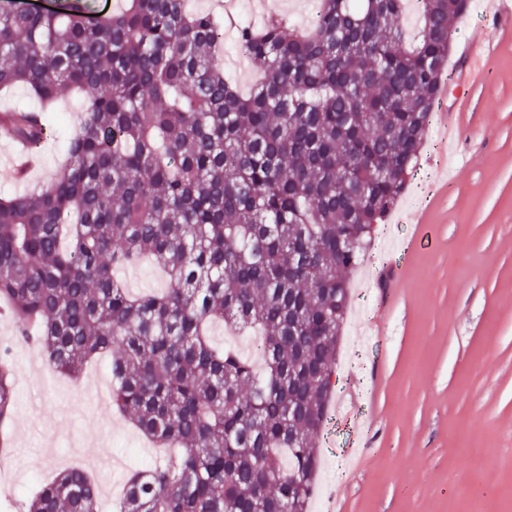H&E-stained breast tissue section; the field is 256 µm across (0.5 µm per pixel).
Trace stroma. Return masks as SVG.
Wrapping results in <instances>:
<instances>
[{
    "mask_svg": "<svg viewBox=\"0 0 512 512\" xmlns=\"http://www.w3.org/2000/svg\"><path fill=\"white\" fill-rule=\"evenodd\" d=\"M485 28V2L473 0L448 61L456 70L465 46L484 45L481 72L457 105L455 144L441 148L430 130L415 178L352 278L332 402L347 405L353 383L368 420L354 434L328 420L311 512H466L473 502L512 512V30L488 43ZM88 104L58 99L55 132L25 179L15 178L0 138V196L49 182ZM401 251L406 271L396 280L390 265ZM12 365L17 412L0 512H16L37 479L71 465L97 477L100 507L111 512L126 477L155 450L100 400L111 386L106 361L71 379L25 345Z\"/></svg>",
    "mask_w": 512,
    "mask_h": 512,
    "instance_id": "obj_1",
    "label": "stroma"
}]
</instances>
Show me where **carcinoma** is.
<instances>
[{
  "mask_svg": "<svg viewBox=\"0 0 512 512\" xmlns=\"http://www.w3.org/2000/svg\"><path fill=\"white\" fill-rule=\"evenodd\" d=\"M316 0L238 26L260 78H224V18L186 0L0 6V115L37 151L67 89L89 96L46 185L0 198V308L13 339L79 377L110 357L111 406L174 453L134 473L118 512H309L336 344L376 224L417 172L472 0ZM149 256L161 292L116 278ZM220 324L253 333L262 371ZM0 349V429L16 409ZM99 483L60 471L19 512H99ZM37 108L38 103L24 87H16L10 91L0 92V111L23 110Z\"/></svg>",
  "mask_w": 512,
  "mask_h": 512,
  "instance_id": "carcinoma-1",
  "label": "carcinoma"
}]
</instances>
